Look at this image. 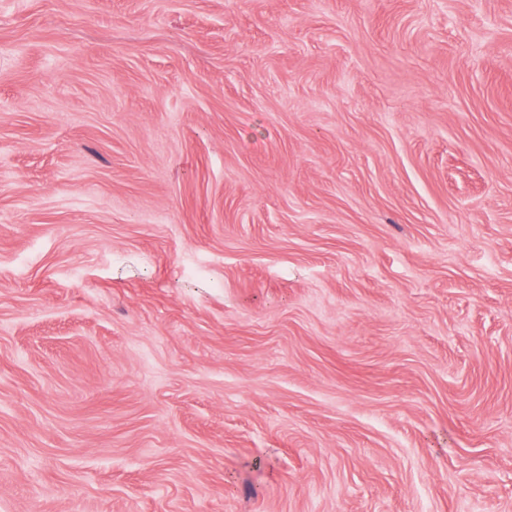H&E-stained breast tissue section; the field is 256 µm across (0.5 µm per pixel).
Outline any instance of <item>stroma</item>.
Listing matches in <instances>:
<instances>
[{
  "label": "stroma",
  "instance_id": "stroma-1",
  "mask_svg": "<svg viewBox=\"0 0 512 512\" xmlns=\"http://www.w3.org/2000/svg\"><path fill=\"white\" fill-rule=\"evenodd\" d=\"M0 512H512V0H0Z\"/></svg>",
  "mask_w": 512,
  "mask_h": 512
}]
</instances>
